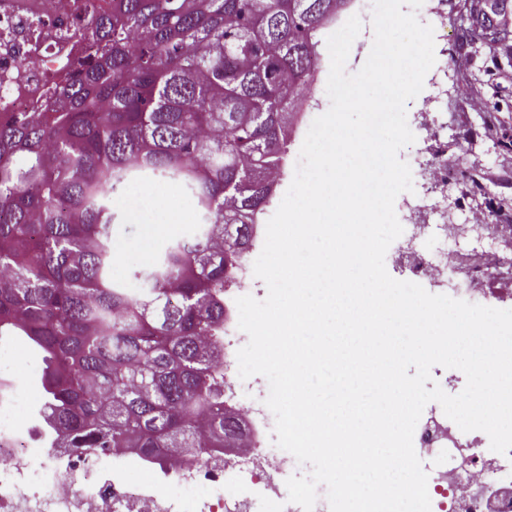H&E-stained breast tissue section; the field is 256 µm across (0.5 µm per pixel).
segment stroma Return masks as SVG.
Listing matches in <instances>:
<instances>
[{
    "label": "stroma",
    "mask_w": 512,
    "mask_h": 512,
    "mask_svg": "<svg viewBox=\"0 0 512 512\" xmlns=\"http://www.w3.org/2000/svg\"><path fill=\"white\" fill-rule=\"evenodd\" d=\"M448 39L435 48L456 85H466L482 95L487 111L467 109L461 97L450 95L441 120L448 125V159L454 165L457 189H470L474 178L485 179L489 196H471L467 210L456 213L454 223L465 224L474 210L489 202L512 205V39L491 42L473 32L466 19L469 0H447ZM330 56L322 54L312 94L294 118L295 133L289 158L300 153L312 121L330 107L326 84ZM194 200L188 190L162 181L129 183L114 201L112 237L119 251L112 278L125 287H136L135 270L152 264L173 241L188 236ZM164 224V231L151 235V223Z\"/></svg>",
    "instance_id": "stroma-1"
}]
</instances>
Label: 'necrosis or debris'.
Returning a JSON list of instances; mask_svg holds the SVG:
<instances>
[{"label": "necrosis or debris", "mask_w": 512, "mask_h": 512, "mask_svg": "<svg viewBox=\"0 0 512 512\" xmlns=\"http://www.w3.org/2000/svg\"><path fill=\"white\" fill-rule=\"evenodd\" d=\"M100 0H0V120L12 112H44L59 107L55 87L93 46L92 20ZM431 89L420 109L413 167L419 191L406 207L402 244L395 264L412 278L447 293L448 281L463 286L502 275L512 265L493 250L463 253L451 248L457 235L448 219V143L433 128L448 107V70L434 64ZM439 243L426 252V238ZM252 260L235 268L224 290V381L226 410L259 414L247 448L226 454L208 449L205 458L177 464L145 461L115 449L91 459L47 448L35 434L33 413L40 392L37 361L17 370V344L0 341V512H302L290 503L281 476L292 456L275 444V419L264 400L268 383L255 394L232 390L237 351L248 341L238 327V297L247 295ZM462 430L446 415L431 417L414 433L413 444L428 473L431 512H512V496L490 501L489 477L512 486V457L462 440Z\"/></svg>", "instance_id": "1"}]
</instances>
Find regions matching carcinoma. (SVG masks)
Returning <instances> with one entry per match:
<instances>
[{
	"instance_id": "carcinoma-1",
	"label": "carcinoma",
	"mask_w": 512,
	"mask_h": 512,
	"mask_svg": "<svg viewBox=\"0 0 512 512\" xmlns=\"http://www.w3.org/2000/svg\"><path fill=\"white\" fill-rule=\"evenodd\" d=\"M336 0H112L56 112L0 124V338L41 364L52 447L201 454L224 410V283L285 164L286 116ZM143 175L191 191L194 236L112 281V199Z\"/></svg>"
}]
</instances>
